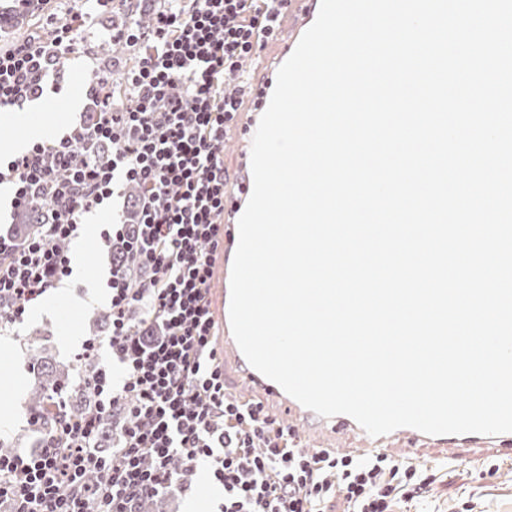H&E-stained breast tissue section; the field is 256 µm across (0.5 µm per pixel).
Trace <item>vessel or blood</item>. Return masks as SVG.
<instances>
[{"mask_svg": "<svg viewBox=\"0 0 512 512\" xmlns=\"http://www.w3.org/2000/svg\"><path fill=\"white\" fill-rule=\"evenodd\" d=\"M319 7L320 0H293L290 13L280 14L278 23L284 26V34L264 42L261 52L254 59L256 67L266 71L267 80L253 94L238 98V122L243 134L240 150L241 177L237 184L225 189L227 219L224 237L230 245L238 243V220L241 216L239 203L243 198L250 196L253 188L250 167L253 135L268 107L279 67L292 54L299 39L310 27L313 17L317 15ZM229 307V291L214 290L213 314L216 322L222 327L220 342L225 371L233 374L237 390L258 395L270 411L279 413L281 417L287 419L289 426L296 430L297 440L303 449H335L363 458L377 453L398 452L412 459L428 448L455 445L461 448H485L504 457L512 455V433L497 436L473 433L432 436L404 427L384 436L373 437L348 415L338 414L329 418L317 415L289 396L277 383L249 365L233 337Z\"/></svg>", "mask_w": 512, "mask_h": 512, "instance_id": "vessel-or-blood-1", "label": "vessel or blood"}]
</instances>
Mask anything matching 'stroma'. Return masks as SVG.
<instances>
[{"label": "stroma", "mask_w": 512, "mask_h": 512, "mask_svg": "<svg viewBox=\"0 0 512 512\" xmlns=\"http://www.w3.org/2000/svg\"><path fill=\"white\" fill-rule=\"evenodd\" d=\"M58 70L69 79L61 95L37 100L20 112H0V159L10 157L11 143L26 136V124L41 125L45 138L62 135L78 122L84 105V87L92 78V67L83 59L62 57ZM111 213L89 214L82 233L69 248L76 258L70 281L51 290L26 311L17 335H0V381L8 380L9 389L0 394V437L13 439L19 449L37 448V436L27 427L29 398L35 376L26 363V339L40 335L43 355L54 368L72 370L82 342L98 335L96 319L107 312L110 302L106 288L111 247L100 238ZM493 455H472L458 451L451 461L433 454L418 465L437 472V482L428 497L400 501L395 512H512V465L495 462L497 473H489Z\"/></svg>", "instance_id": "stroma-1"}]
</instances>
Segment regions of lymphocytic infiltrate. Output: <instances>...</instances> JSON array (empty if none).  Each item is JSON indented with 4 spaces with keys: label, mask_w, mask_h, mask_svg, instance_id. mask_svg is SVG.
<instances>
[{
    "label": "lymphocytic infiltrate",
    "mask_w": 512,
    "mask_h": 512,
    "mask_svg": "<svg viewBox=\"0 0 512 512\" xmlns=\"http://www.w3.org/2000/svg\"><path fill=\"white\" fill-rule=\"evenodd\" d=\"M124 0H95L79 18L0 47V110L42 96L60 57L81 51L80 34ZM152 26L114 30L113 45L139 46L126 68L128 103L89 85L85 118L63 137L35 143L0 170L14 210L50 203L52 220L26 242L0 233V331L72 275L67 244L86 213L123 189L135 221L104 238L125 242L106 286L111 326L84 341L77 362L89 409L51 393L53 425L28 420L39 448L0 453V512H145L147 501L222 486L217 512H392L427 496L435 474L381 455L362 461L298 448L261 404L230 397L212 340L213 254L224 243V134L236 119L226 74L274 37L278 0H165ZM112 351L101 357L102 347ZM116 440L98 439L104 416Z\"/></svg>",
    "instance_id": "f902f5d3"
}]
</instances>
